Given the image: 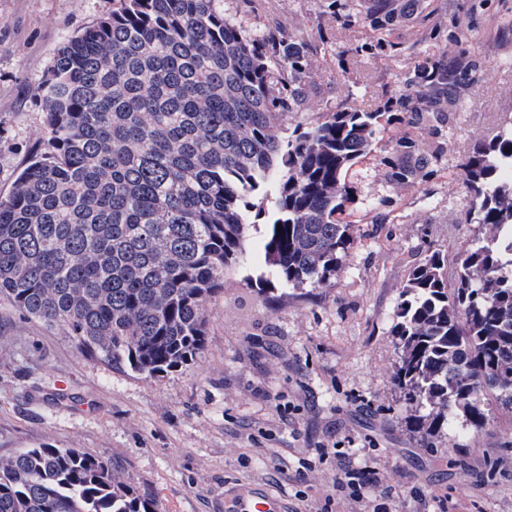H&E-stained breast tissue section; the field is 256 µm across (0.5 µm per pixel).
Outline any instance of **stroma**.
<instances>
[{"label":"stroma","mask_w":512,"mask_h":512,"mask_svg":"<svg viewBox=\"0 0 512 512\" xmlns=\"http://www.w3.org/2000/svg\"><path fill=\"white\" fill-rule=\"evenodd\" d=\"M252 33L280 24L330 39L318 55L308 109L286 128L316 122L339 100L334 52L363 41L356 24L333 29L322 0H217ZM114 0H0V198L8 197L46 137L39 84L63 42L111 14ZM431 20L468 24L471 51L490 69L448 115V140L413 186L387 179L392 125L350 173V245L329 284L273 290L260 263L228 271L206 304L202 351L147 378L80 352L66 330L0 298V457L44 445L81 448L129 475L160 512H224V491L258 486L290 512H322L336 469L356 471L372 497L341 512H371L388 495L400 512H512V411L488 403L473 429L462 411L433 434L393 380L396 306L409 270L432 252L457 257L480 235L461 168L475 139L512 119V0H432ZM415 56L364 58L354 69L362 107L394 92ZM339 449H332V442ZM314 471L299 474L300 459Z\"/></svg>","instance_id":"35a3bbf8"}]
</instances>
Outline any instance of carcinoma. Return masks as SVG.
<instances>
[{
    "label": "carcinoma",
    "instance_id": "1",
    "mask_svg": "<svg viewBox=\"0 0 512 512\" xmlns=\"http://www.w3.org/2000/svg\"><path fill=\"white\" fill-rule=\"evenodd\" d=\"M215 0H119L68 39L39 91L43 147L0 199V298L66 329L77 348L153 377L202 350L205 305L247 259L246 230L263 223L269 288L321 286L350 245L348 173L377 136L407 116L414 128L457 111L488 61L461 21L434 28L458 48L421 55L394 38L427 0H324V15L370 32L350 55L421 60L387 99L348 105L361 86L336 55L344 98L313 125L306 111L313 44L283 31L252 35ZM448 137L420 150L395 143L389 181L415 183ZM512 122L473 142L462 181L473 223L492 228L453 264L432 253L397 304L395 380L407 400L487 421L491 395L512 409ZM273 196L271 208L264 205ZM283 231H277V225ZM0 512H158L110 461L81 448L0 457Z\"/></svg>",
    "mask_w": 512,
    "mask_h": 512
}]
</instances>
